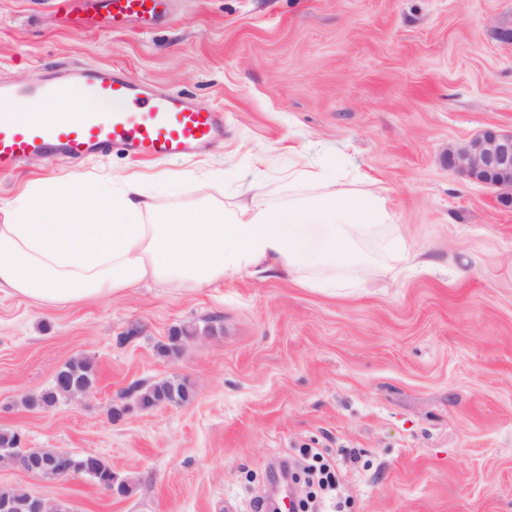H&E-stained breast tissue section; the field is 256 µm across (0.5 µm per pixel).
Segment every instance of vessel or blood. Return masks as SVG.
<instances>
[{"mask_svg": "<svg viewBox=\"0 0 512 512\" xmlns=\"http://www.w3.org/2000/svg\"><path fill=\"white\" fill-rule=\"evenodd\" d=\"M163 0H86V8L105 10L113 29L130 19L151 25ZM79 96L89 106L55 119L47 104ZM25 112H15V104ZM224 135L219 113L187 96L153 91L128 81L121 71L90 65L39 83L0 84V173L34 155L80 160L120 150L144 161L190 158Z\"/></svg>", "mask_w": 512, "mask_h": 512, "instance_id": "1", "label": "vessel or blood"}]
</instances>
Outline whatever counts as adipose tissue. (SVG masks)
Returning <instances> with one entry per match:
<instances>
[{"label": "adipose tissue", "mask_w": 512, "mask_h": 512, "mask_svg": "<svg viewBox=\"0 0 512 512\" xmlns=\"http://www.w3.org/2000/svg\"><path fill=\"white\" fill-rule=\"evenodd\" d=\"M252 177L248 203L173 212L158 209L134 178L34 181L0 203V291L64 306L148 282L212 288L234 273L332 288L372 263L365 241L393 222L388 198L367 178L348 188L325 170L299 168L289 184L316 195L273 205L262 193L263 157Z\"/></svg>", "instance_id": "ef3b65f1"}]
</instances>
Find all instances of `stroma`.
Masks as SVG:
<instances>
[{
  "label": "stroma",
  "mask_w": 512,
  "mask_h": 512,
  "mask_svg": "<svg viewBox=\"0 0 512 512\" xmlns=\"http://www.w3.org/2000/svg\"><path fill=\"white\" fill-rule=\"evenodd\" d=\"M78 7L0 0V82L109 65L221 112L224 141L193 159L32 156L0 174V200L110 172L143 175L167 211L220 206L248 200L261 152L279 204L289 166L336 153L338 180L375 178L439 268H391L370 242L374 264L333 288L241 273L65 306L0 292V428L98 455L133 489L1 463L0 487L69 512H252L271 469L317 448L345 512H512V205L446 164L480 130L512 129V51L496 38L512 0H169L156 25L115 32L101 15L75 24ZM75 357L97 370L82 402L27 406ZM168 378L190 403L112 418L132 383Z\"/></svg>",
  "instance_id": "stroma-1"
}]
</instances>
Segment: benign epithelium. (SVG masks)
Listing matches in <instances>:
<instances>
[{
  "mask_svg": "<svg viewBox=\"0 0 512 512\" xmlns=\"http://www.w3.org/2000/svg\"><path fill=\"white\" fill-rule=\"evenodd\" d=\"M446 162L453 172L499 188L503 190L502 200L512 201V131L486 128L465 145L448 150ZM14 466L29 476L40 475L42 469H55L63 475L75 474L74 455L66 451L43 462L25 448Z\"/></svg>",
  "mask_w": 512,
  "mask_h": 512,
  "instance_id": "1",
  "label": "benign epithelium"
}]
</instances>
